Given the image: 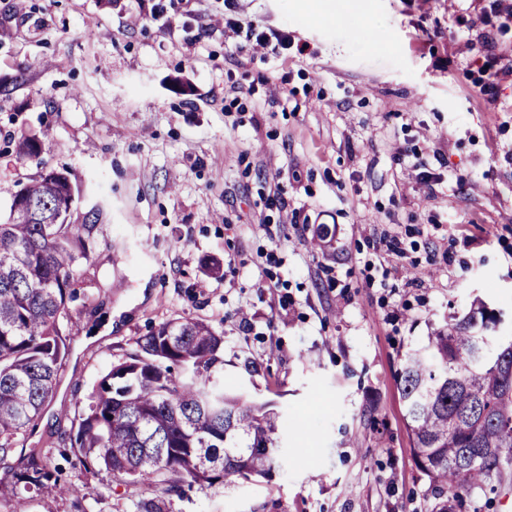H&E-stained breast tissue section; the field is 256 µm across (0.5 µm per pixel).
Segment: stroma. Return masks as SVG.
Masks as SVG:
<instances>
[{"mask_svg": "<svg viewBox=\"0 0 512 512\" xmlns=\"http://www.w3.org/2000/svg\"><path fill=\"white\" fill-rule=\"evenodd\" d=\"M485 30L478 0H0V142L42 141L0 150V219L49 169L75 220L102 213L0 512L37 469L71 491L34 512L158 495L85 469L74 438L96 380L175 317L222 332L226 391L273 406L284 450L165 512H427L399 362L477 298L512 325V80L485 71Z\"/></svg>", "mask_w": 512, "mask_h": 512, "instance_id": "obj_1", "label": "stroma"}]
</instances>
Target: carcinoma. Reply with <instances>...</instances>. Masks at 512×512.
I'll list each match as a JSON object with an SVG mask.
<instances>
[{"mask_svg":"<svg viewBox=\"0 0 512 512\" xmlns=\"http://www.w3.org/2000/svg\"><path fill=\"white\" fill-rule=\"evenodd\" d=\"M16 151L34 156L24 136ZM76 193L67 173L24 184L0 221V454L36 425L68 355L69 303L89 258L98 214L84 223L60 206ZM480 301L448 321L397 370L411 452L429 481V512H479L476 490L494 491L512 469V335ZM223 336L172 318L94 384L76 443L86 467L170 495L189 485L266 478L280 462L278 414L224 391ZM41 495L65 491L36 470L20 477Z\"/></svg>","mask_w":512,"mask_h":512,"instance_id":"cac0c4a2","label":"carcinoma"}]
</instances>
